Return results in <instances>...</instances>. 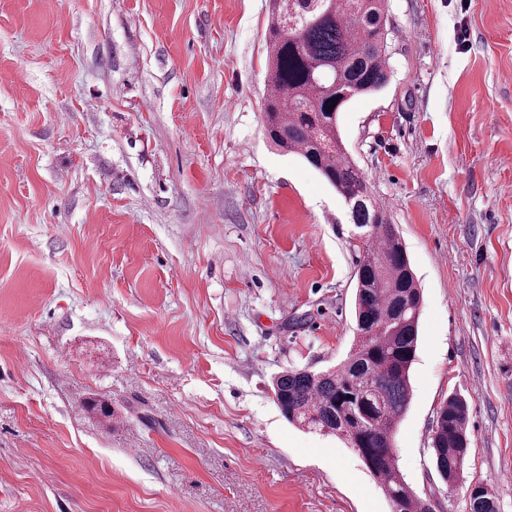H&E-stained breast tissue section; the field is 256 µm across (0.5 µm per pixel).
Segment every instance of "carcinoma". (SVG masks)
<instances>
[{
	"label": "carcinoma",
	"instance_id": "obj_1",
	"mask_svg": "<svg viewBox=\"0 0 512 512\" xmlns=\"http://www.w3.org/2000/svg\"><path fill=\"white\" fill-rule=\"evenodd\" d=\"M387 0H269L266 131L285 154L305 159L336 192L358 229L355 332L347 359L333 370L286 369L272 381L288 422L334 435L353 449L392 512H433L397 464L395 432L411 401L422 291L403 239L348 156L336 116L351 98L388 79ZM468 405L457 394L436 412L430 460L456 483L469 450ZM469 512H496L495 495L474 486Z\"/></svg>",
	"mask_w": 512,
	"mask_h": 512
}]
</instances>
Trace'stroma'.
I'll list each match as a JSON object with an SVG mask.
<instances>
[{"mask_svg":"<svg viewBox=\"0 0 512 512\" xmlns=\"http://www.w3.org/2000/svg\"><path fill=\"white\" fill-rule=\"evenodd\" d=\"M388 6V80L338 128L423 290L398 465L434 512L477 482L512 512V0ZM267 27L268 0H0V512H391L273 399L347 357L360 253L267 137ZM468 405L457 394L448 396L436 412L430 460L442 480L456 483L463 474L469 450Z\"/></svg>","mask_w":512,"mask_h":512,"instance_id":"1","label":"stroma"}]
</instances>
